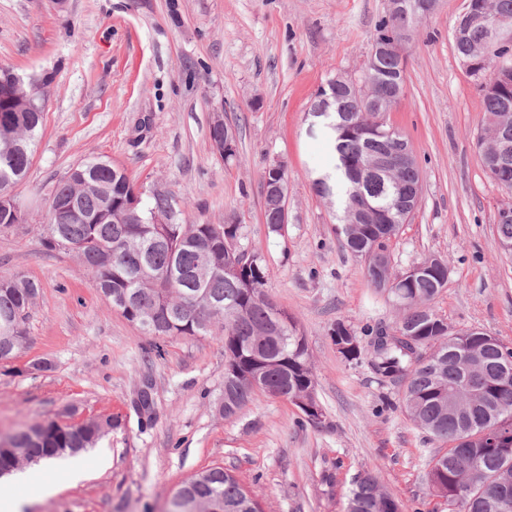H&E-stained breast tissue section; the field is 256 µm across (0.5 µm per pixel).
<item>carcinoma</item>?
<instances>
[{"label":"carcinoma","mask_w":512,"mask_h":512,"mask_svg":"<svg viewBox=\"0 0 512 512\" xmlns=\"http://www.w3.org/2000/svg\"><path fill=\"white\" fill-rule=\"evenodd\" d=\"M488 39L479 24L454 29V51L469 54ZM397 63L379 59L363 78L382 85L395 79ZM486 118L512 114V94H481ZM331 112L319 117L332 131L334 169L342 178L331 182L325 175L313 180L324 198L339 195L343 206L366 201L384 224H341V246L364 259L368 283L401 305L392 325L366 324L356 332L337 321L330 337L351 336L355 350L343 356L349 363L368 359L378 383L396 390L397 401L386 407L401 408L430 440L439 444L426 481L444 499L448 512H512V345L484 330L466 337L460 347L448 337V322L433 306L448 283V260L429 256L426 270L414 278L396 274L391 265V242L403 224L400 189H421L417 164L404 166L395 187L378 175L369 176L370 158L384 152L387 141L384 113L368 111L364 99L336 89ZM0 123V187L18 182L31 163L42 112H9ZM349 116L361 121L347 134L340 123ZM84 178L79 191L78 215L67 224H54L46 213L45 245L75 254L94 278L103 282L98 292L109 308L117 299L132 298L120 314L149 336L197 337L219 326L224 332V418H234L258 396L291 400L303 394L316 399L315 378L305 337L294 319L270 300L268 273L257 253L237 247L239 224H181L175 220L176 199L171 194H139L138 217L128 215L120 201L135 184L125 169L100 157L77 165ZM491 179L512 194V151L501 157ZM165 218L156 224L153 216ZM397 282L387 290L382 283ZM38 285L15 276H0V360L11 357L25 339L28 310L38 295ZM267 360L255 389L254 356ZM457 404L448 405V393ZM112 429V418L88 419L71 428L55 421L29 426L7 437L37 460L57 458L58 448L76 455L93 447L100 435ZM172 497L203 504L207 512H262L259 503L229 471L213 467L182 482ZM345 512H398V502L382 492L377 476L356 477Z\"/></svg>","instance_id":"carcinoma-1"}]
</instances>
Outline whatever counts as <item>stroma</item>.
Returning a JSON list of instances; mask_svg holds the SVG:
<instances>
[{
	"label": "stroma",
	"instance_id": "1",
	"mask_svg": "<svg viewBox=\"0 0 512 512\" xmlns=\"http://www.w3.org/2000/svg\"><path fill=\"white\" fill-rule=\"evenodd\" d=\"M387 0H0V67L47 78L31 166L13 187L28 221L0 231V275L39 293L26 341L0 361V436L46 421L112 417L94 448L59 459L55 493L34 466L17 489L23 512H167L191 476L228 469L263 512H344L369 471L403 512H434L426 483L435 444L383 406L367 363L349 364L329 337L392 323L397 311L337 240L339 200L312 181L328 167L312 106L335 75L359 78ZM463 0H441L407 42L406 92L387 120L410 141L421 201L393 239L403 272L438 255L451 268L435 309L459 329L512 343V256L498 243L507 194L484 171L475 137L485 114L453 49ZM236 131L224 161L210 143L214 113ZM103 157L136 185L172 193L183 224H240V245L268 268L272 301L306 338L323 418L310 424L281 399L259 398L227 419L224 337L151 338L101 301L74 255L43 243L52 186ZM288 166V222L269 229L266 168ZM149 408H141V394ZM81 468L76 480L71 469Z\"/></svg>",
	"mask_w": 512,
	"mask_h": 512
}]
</instances>
